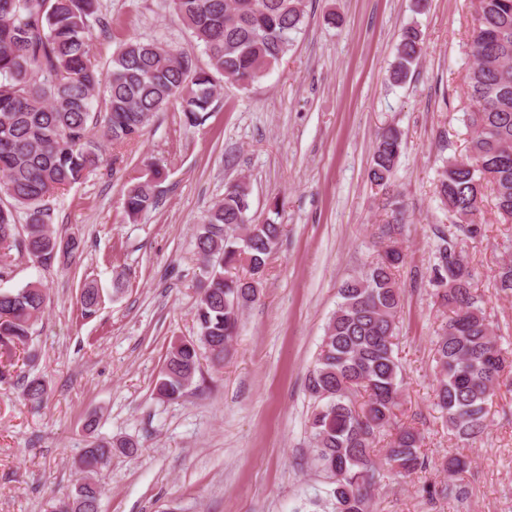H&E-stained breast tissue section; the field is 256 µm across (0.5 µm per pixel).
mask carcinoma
I'll list each match as a JSON object with an SVG mask.
<instances>
[{"label":"carcinoma","instance_id":"cac0c4a2","mask_svg":"<svg viewBox=\"0 0 512 512\" xmlns=\"http://www.w3.org/2000/svg\"><path fill=\"white\" fill-rule=\"evenodd\" d=\"M179 20L207 56L204 67L160 41L129 38L101 73L92 61L95 28L107 26L101 0H0V276L12 251L50 268L73 256L79 242L52 229L49 199L82 182L105 162L101 142L122 146L140 136L152 118L178 105L190 127L203 125L220 95L224 78L247 90L277 65L301 30L303 0H172ZM464 84L475 109L467 121L472 136L467 154L443 162L436 194L451 225L469 238L481 233L474 218L484 189L491 186L498 214L512 222V0H478ZM424 52L421 32L406 27L396 48L389 79L403 82ZM401 132L378 134L368 170L371 184L385 188L402 152ZM163 169L149 164L125 187L131 223L154 208ZM251 187L240 179L202 220L195 250L203 267L194 306L197 336L167 351L155 382L156 395L180 399L201 372V352L217 364L229 353L244 309L260 297L268 260L283 225L256 224L250 217ZM398 224L377 225L383 245L378 258L339 288L313 367L307 377L312 400L308 416L317 469L330 480L313 512H371L372 492L381 480L375 459L377 439L395 429L384 448L391 468L409 477L424 465L421 436L413 427H394L403 382L395 353L402 292L397 273L403 262ZM428 282L448 321L434 345L437 370L434 406L448 430L465 444L487 429L488 404L509 367L500 335L487 315L474 274L456 250L452 232L437 230L435 263ZM497 288L512 294V261L497 271ZM38 282L0 289V382L12 378L16 350L28 356L47 303ZM101 302L99 290H81V314L89 318ZM21 396L38 407L47 386L38 375L18 377ZM138 451L128 439L93 440L77 461L82 474L74 492L51 512H99L101 491L94 474L112 449ZM470 464L450 455L441 468L454 475Z\"/></svg>","mask_w":512,"mask_h":512}]
</instances>
